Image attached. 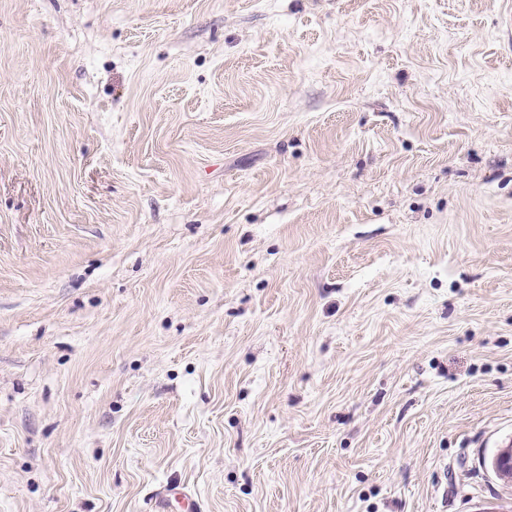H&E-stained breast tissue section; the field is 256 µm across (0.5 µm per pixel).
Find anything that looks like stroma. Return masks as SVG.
Returning a JSON list of instances; mask_svg holds the SVG:
<instances>
[{
  "label": "stroma",
  "mask_w": 512,
  "mask_h": 512,
  "mask_svg": "<svg viewBox=\"0 0 512 512\" xmlns=\"http://www.w3.org/2000/svg\"><path fill=\"white\" fill-rule=\"evenodd\" d=\"M512 443V0H0V512H481ZM172 496H174L175 500H182V512H200L201 505L197 500L192 499V497L188 494L175 492L172 489H165L159 493L158 497L156 498V508L158 509V512H165V509L168 507L169 500Z\"/></svg>",
  "instance_id": "obj_1"
}]
</instances>
